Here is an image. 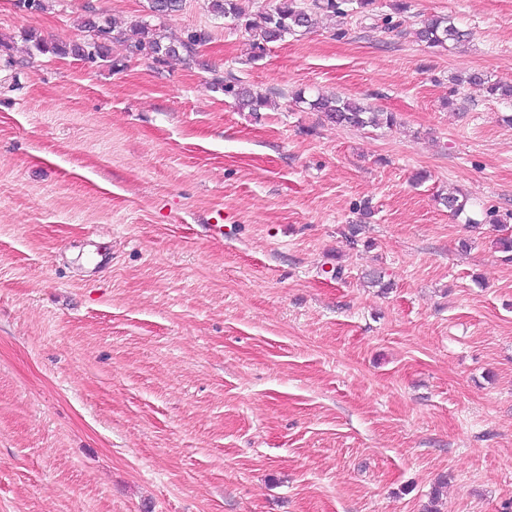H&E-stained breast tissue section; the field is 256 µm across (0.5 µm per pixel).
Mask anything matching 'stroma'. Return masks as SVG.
I'll use <instances>...</instances> for the list:
<instances>
[{"label": "stroma", "mask_w": 512, "mask_h": 512, "mask_svg": "<svg viewBox=\"0 0 512 512\" xmlns=\"http://www.w3.org/2000/svg\"><path fill=\"white\" fill-rule=\"evenodd\" d=\"M408 3L257 59L184 0L160 64L34 48L146 0H0V512H512V220L437 201L512 213V103L463 82L512 84V0ZM416 40L425 43L428 47L449 50L468 41L469 30L456 25L454 19L448 15L433 16L422 22L414 30ZM213 82L224 90V93L233 94L239 103L241 109H248L249 112H258L260 109L268 105L267 98L259 93L251 92V90L241 88L235 89L232 85L231 78H224V74H215ZM308 105L311 110L321 112L328 122L336 126L365 128L393 126L396 123L392 112L376 110L370 105L335 95L318 94ZM441 204L448 208V211L457 218H462L466 224H480L485 220L490 224H501L507 221V218L512 219V214H506L505 218L495 214V211H486L485 217L479 219V214L472 208H468V197L465 194L448 193L447 196L442 197Z\"/></svg>", "instance_id": "1"}]
</instances>
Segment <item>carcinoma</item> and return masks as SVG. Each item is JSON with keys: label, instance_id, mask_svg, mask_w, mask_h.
I'll return each instance as SVG.
<instances>
[{"label": "carcinoma", "instance_id": "obj_1", "mask_svg": "<svg viewBox=\"0 0 512 512\" xmlns=\"http://www.w3.org/2000/svg\"><path fill=\"white\" fill-rule=\"evenodd\" d=\"M183 0H147L148 10L155 17L167 16L182 8ZM210 10L219 17L232 22L252 39V45L258 52H263L265 45L281 41L286 35L299 29H307L311 25L312 10H321L333 15L347 17L359 15L371 17L375 12L376 0H311L307 5L304 0H279L276 7L270 11L254 15L243 5V0H209ZM93 37L84 43L72 45L47 46L42 43L36 47L42 51L49 49L59 55H74L85 60L94 61L108 57V42L112 41L113 27L105 25H90ZM416 40L432 48L448 50L468 41L470 32L456 25L448 15L434 16L422 22L414 30ZM131 52L142 51L144 55L156 62L169 59L194 58L199 47L204 45L208 35L202 31L191 30L178 39H171L163 30L146 21L137 24L123 33ZM215 85L225 93L234 95L240 108L258 112L268 105L267 98L248 89H238L231 84V79L221 74H215ZM456 82L469 85L483 86L489 96L512 102V85L500 82L492 83L479 71H473ZM309 108L323 114L325 119L336 125L345 127H380L392 126L396 123L393 113L376 110L359 101L342 98L335 95L319 94L308 102ZM441 204L455 217L461 218L467 224H479L486 221L490 224H501L506 219H512V214L500 217L493 211L485 212L484 219L468 207V197L462 193H450L441 198Z\"/></svg>", "mask_w": 512, "mask_h": 512}]
</instances>
